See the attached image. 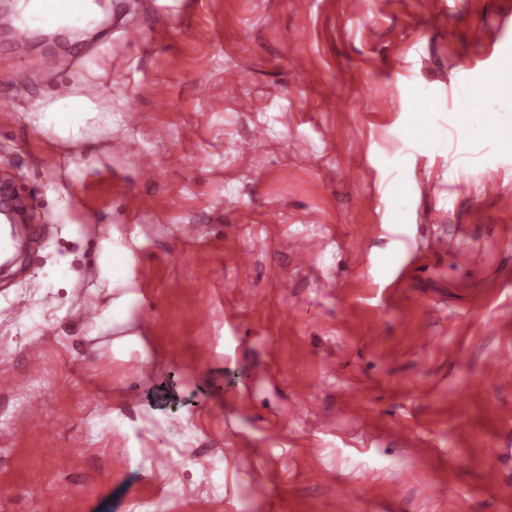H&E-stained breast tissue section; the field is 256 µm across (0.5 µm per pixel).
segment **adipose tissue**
I'll return each mask as SVG.
<instances>
[{"label": "adipose tissue", "mask_w": 512, "mask_h": 512, "mask_svg": "<svg viewBox=\"0 0 512 512\" xmlns=\"http://www.w3.org/2000/svg\"><path fill=\"white\" fill-rule=\"evenodd\" d=\"M96 106L82 95H70L52 101L39 100L31 112L36 117L39 130L52 131L55 135L67 138L77 134L90 112ZM136 259L132 246L115 245L104 251L99 259L101 279L109 281L120 294L114 297L108 309L112 323L127 324L134 319V309L139 296L135 273Z\"/></svg>", "instance_id": "adipose-tissue-1"}]
</instances>
